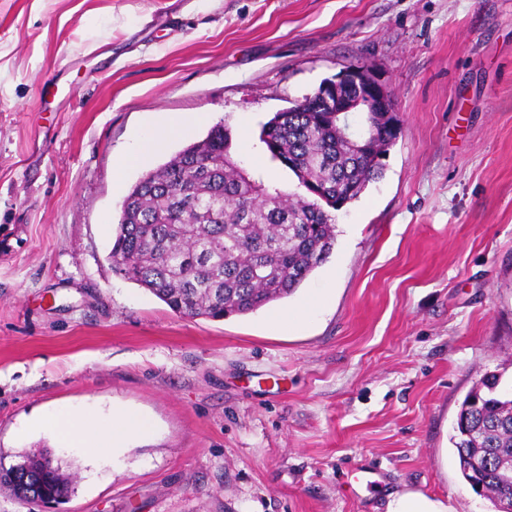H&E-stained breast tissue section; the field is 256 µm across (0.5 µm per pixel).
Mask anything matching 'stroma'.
<instances>
[{
    "instance_id": "obj_1",
    "label": "stroma",
    "mask_w": 512,
    "mask_h": 512,
    "mask_svg": "<svg viewBox=\"0 0 512 512\" xmlns=\"http://www.w3.org/2000/svg\"><path fill=\"white\" fill-rule=\"evenodd\" d=\"M347 66L400 133L292 295L190 319L113 272L138 132L212 113L296 193L261 127ZM492 374L512 387V0H0V466L46 448L74 476L48 508L0 488V512H386L404 490L495 512L449 441ZM116 408L152 430L95 459L28 429ZM330 298V289L323 288L313 299L300 309L273 317L269 322L270 331L277 336H287L301 328Z\"/></svg>"
}]
</instances>
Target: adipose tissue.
Listing matches in <instances>:
<instances>
[{
	"instance_id": "ef3b65f1",
	"label": "adipose tissue",
	"mask_w": 512,
	"mask_h": 512,
	"mask_svg": "<svg viewBox=\"0 0 512 512\" xmlns=\"http://www.w3.org/2000/svg\"><path fill=\"white\" fill-rule=\"evenodd\" d=\"M211 113L199 112L192 116L169 114L151 131L135 140L116 164L118 172L147 165L153 154L161 150L173 137L190 133L196 126L210 122ZM49 423L61 435L72 438L89 453L103 454L122 448L135 435L146 434L148 421L139 413L118 409L107 418L92 413H68L50 417Z\"/></svg>"
}]
</instances>
